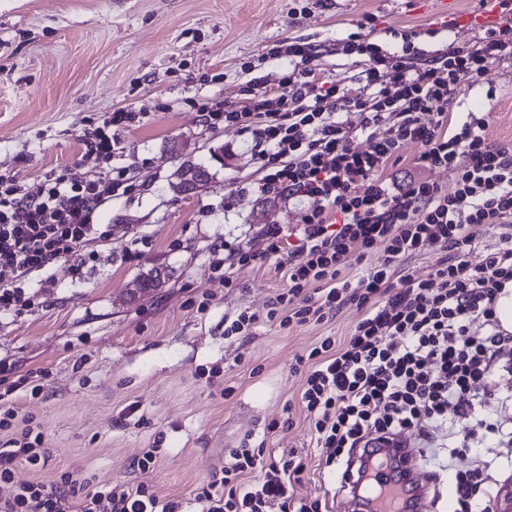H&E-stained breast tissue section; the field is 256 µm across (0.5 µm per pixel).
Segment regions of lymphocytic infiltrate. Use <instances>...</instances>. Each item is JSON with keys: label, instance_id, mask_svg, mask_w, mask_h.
<instances>
[{"label": "lymphocytic infiltrate", "instance_id": "f902f5d3", "mask_svg": "<svg viewBox=\"0 0 512 512\" xmlns=\"http://www.w3.org/2000/svg\"><path fill=\"white\" fill-rule=\"evenodd\" d=\"M418 36L397 33L399 48L387 52L351 34L341 45L355 66L331 77L305 43L289 41L274 51L288 61L277 92L250 85L236 109H203L208 125L245 135L264 172L260 196L294 201L299 214L293 238L266 224L256 240L214 243L224 257L213 270L228 288L239 270L271 257L285 256L288 265V287L266 314L225 315V336L249 337L263 319L319 324L348 306L361 314L349 340L324 339L298 360L306 368L301 403L330 464L371 434L411 433L433 444L451 421L474 437L500 429L498 420L478 417L476 405L481 381L512 352V332L496 310L512 283V249H487L475 267L467 255L475 227L512 229V144L489 138L485 116L459 112L457 95L480 86L490 63L512 60V21L473 44L429 54ZM134 118L108 113L81 139L86 154L109 163L104 181L52 171L31 197L0 174V266L16 275L0 285V310L21 313L30 304L24 277L100 239L96 211L133 189L126 168L111 160L124 151L119 130ZM358 136L367 150L352 148ZM407 143L421 147L414 172L389 173ZM434 169L450 173V188L424 178ZM422 255L435 260L429 277L398 274L400 262ZM48 457L41 436L26 431L0 448V512H187L185 502L139 485L91 494L69 475L13 485L16 460L40 466ZM228 457L194 496L201 512H328L325 501L295 499L305 465L294 454L271 455L244 441Z\"/></svg>", "mask_w": 512, "mask_h": 512}]
</instances>
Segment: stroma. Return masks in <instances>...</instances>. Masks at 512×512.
I'll return each instance as SVG.
<instances>
[{
  "label": "stroma",
  "mask_w": 512,
  "mask_h": 512,
  "mask_svg": "<svg viewBox=\"0 0 512 512\" xmlns=\"http://www.w3.org/2000/svg\"><path fill=\"white\" fill-rule=\"evenodd\" d=\"M366 15L369 41L387 51L389 31L403 27L422 30L428 51L482 35L443 25L410 0H0V171L21 190L37 193L44 173L70 167L103 178L107 167L85 156L83 132L117 109L139 115L114 160L135 189L94 216L105 239L31 273L32 304L0 314V412L15 408L13 430L33 423L49 450L43 467L17 463L15 481L49 485L70 474L91 492L141 483L187 501L249 438L302 457L295 495L329 499L343 512L339 471L326 466L297 406L303 378L294 365L324 338L350 336L360 314L350 306L316 325L266 322L246 341L225 340V314L266 311L287 281L272 259L225 287L212 243L254 237L271 223L294 231L297 208L257 194L262 173L242 137L205 126L200 108L238 106L240 89L258 78L276 89L287 61L268 52L293 39L318 48L324 74L342 73L352 59L338 41ZM459 98L463 111L487 113L492 140L512 143V61L489 65L484 86L461 88ZM187 159L210 172L189 195L176 176ZM157 267L164 282L137 290L139 275ZM47 275L53 287H39ZM32 372L44 376L37 393L26 380ZM485 387L478 412L500 418L503 436L423 461L422 476L441 495L416 512H448L457 472L477 458L491 464V488L512 484V360ZM13 430L0 431V445ZM152 446L155 464L131 470Z\"/></svg>",
  "instance_id": "35a3bbf8"
}]
</instances>
